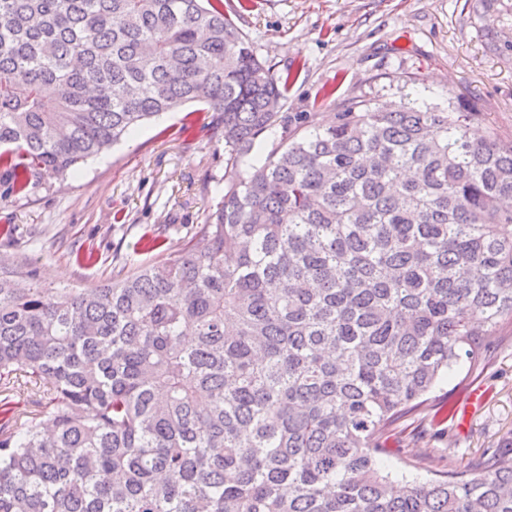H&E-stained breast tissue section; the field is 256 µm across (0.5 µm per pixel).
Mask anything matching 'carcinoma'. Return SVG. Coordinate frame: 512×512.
<instances>
[{"instance_id": "cac0c4a2", "label": "carcinoma", "mask_w": 512, "mask_h": 512, "mask_svg": "<svg viewBox=\"0 0 512 512\" xmlns=\"http://www.w3.org/2000/svg\"><path fill=\"white\" fill-rule=\"evenodd\" d=\"M224 0H0V170L27 197L186 103L224 186L197 241L92 289L0 260V512H512V438L424 481L392 426L512 325V138L448 106L282 111Z\"/></svg>"}]
</instances>
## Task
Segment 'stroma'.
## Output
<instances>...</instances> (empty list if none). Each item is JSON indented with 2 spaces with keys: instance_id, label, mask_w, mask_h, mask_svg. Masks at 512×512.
Segmentation results:
<instances>
[{
  "instance_id": "stroma-1",
  "label": "stroma",
  "mask_w": 512,
  "mask_h": 512,
  "mask_svg": "<svg viewBox=\"0 0 512 512\" xmlns=\"http://www.w3.org/2000/svg\"><path fill=\"white\" fill-rule=\"evenodd\" d=\"M277 74H290L289 112L333 119L340 103L449 96L512 136V0H224ZM212 113L186 104L143 124L109 152L66 175H45L29 197L0 182V255L28 260L40 284L93 288L178 250L224 194V141ZM13 227L12 236L2 235ZM95 260L79 264L86 251ZM487 392L471 412L435 422L403 418L382 464L393 478L474 464L512 437V327L477 368L460 362L430 392L460 381Z\"/></svg>"
}]
</instances>
